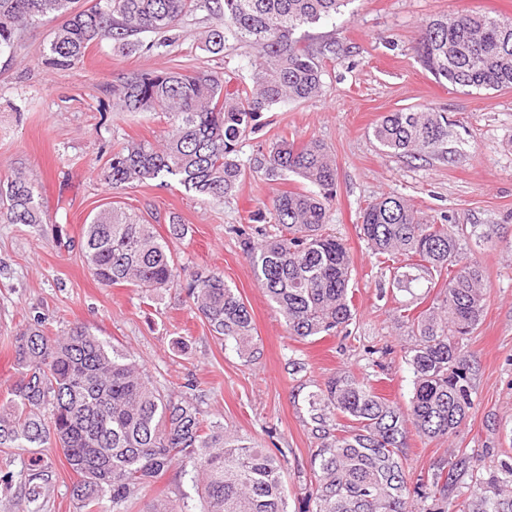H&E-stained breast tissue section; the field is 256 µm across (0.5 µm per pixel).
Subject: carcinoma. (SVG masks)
<instances>
[{
  "instance_id": "cac0c4a2",
  "label": "carcinoma",
  "mask_w": 512,
  "mask_h": 512,
  "mask_svg": "<svg viewBox=\"0 0 512 512\" xmlns=\"http://www.w3.org/2000/svg\"><path fill=\"white\" fill-rule=\"evenodd\" d=\"M344 0H0V54L14 48L24 27L47 16L64 18L53 32L47 64L68 69L90 48L110 39L123 49L141 35L173 40L188 13L204 7L222 19L205 47L224 51L233 40L255 50L253 83L231 88L219 75L137 71L112 82V99L125 112H159L169 123L155 144L131 141L112 148L106 180L114 189L173 177L188 191L222 201L246 171L275 181L286 173L305 188L272 199L269 215L253 213L232 228L241 238L256 280L283 316L288 335L338 336L355 318L349 282L354 259L328 228L336 198V163L317 139L280 136L240 159L260 114L285 102H304L322 90L320 59L301 44L305 25L331 20ZM414 49L438 80L474 89H512V21L486 14H451L422 24ZM373 135L397 153H444L448 119L433 109L390 112ZM0 203L14 224L40 223L34 186L16 174L0 180ZM361 230L381 264L404 263L393 285L415 281L411 270L446 278L443 295L417 315H399L410 330L405 360L412 394L400 406L376 392L367 378L338 372L308 392L305 404L316 448L306 474L308 490L289 509L287 458L209 418L189 381L175 399L151 382L135 356L75 324L54 333L42 320L13 337L16 380L0 404V448H59L79 480L72 497L80 512L106 502L125 512L154 479L178 466L192 475L202 512H512V455L493 469L483 453L452 448L431 473L410 481L408 426L426 438L457 437L473 408L475 366L463 340L480 323L485 276L461 251L450 224H428L403 199L369 203ZM83 260L104 287L130 286L147 298L184 285L187 298L215 339L251 362L258 354L252 315L215 271L182 280L168 238L154 226L112 206L84 225ZM19 489L32 512L50 491L53 471L33 462L16 475L0 468L6 489Z\"/></svg>"
}]
</instances>
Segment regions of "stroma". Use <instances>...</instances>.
<instances>
[{
	"instance_id": "stroma-1",
	"label": "stroma",
	"mask_w": 512,
	"mask_h": 512,
	"mask_svg": "<svg viewBox=\"0 0 512 512\" xmlns=\"http://www.w3.org/2000/svg\"><path fill=\"white\" fill-rule=\"evenodd\" d=\"M460 11L512 19V0H348L335 19L304 27L303 42L326 49L322 92L303 103H282L262 113L260 129L241 148L249 158L274 135L322 141L336 160L337 193L330 225L354 257L350 288L357 316L349 337L289 336L283 317L259 288L243 246L232 228L249 212L266 209L274 195L298 189L296 177L267 181L246 173L237 191L221 202L150 181L113 190L105 179L112 148L130 139L158 142L168 129L159 113L124 112L109 88L132 71L185 69L223 76L229 85L250 84L255 52L227 42L223 53L206 50L204 39L216 19L199 9L185 16L175 42L143 36L125 53L106 39L71 69L46 64L43 49L59 18L48 16L24 28L11 54L0 56V180L23 174L37 191L41 221L13 224L0 207V393L16 375L11 340L34 318L54 329L75 323L133 353L154 383L180 394L195 381L198 401L218 418L264 447L287 454L289 503L306 492L305 474L315 441L303 398L338 371L378 375L391 401L406 405L411 375L404 359L410 338L397 311L420 312L442 291V281L422 276L410 290L394 289L361 231V212L385 195L406 201L431 222L463 228L495 224L492 242L462 246L476 258L488 282L480 324L465 345L475 359L474 409L454 444L485 450L495 465L512 449V89L459 88L437 82L413 50L426 20ZM433 108L448 116L447 152L410 157L383 150L373 137L382 115L402 108ZM116 202L167 234L170 215L188 227L173 244L188 272L223 273L252 313L259 357L245 362L211 336L184 290L169 289L158 303L144 304L126 286L103 287L87 270L83 228L104 205ZM382 351L372 367L371 351ZM55 473L43 512H79L71 496L77 476L61 449L0 448L12 470L31 456ZM199 512L190 476L172 468L140 491L128 512H145L154 497Z\"/></svg>"
}]
</instances>
